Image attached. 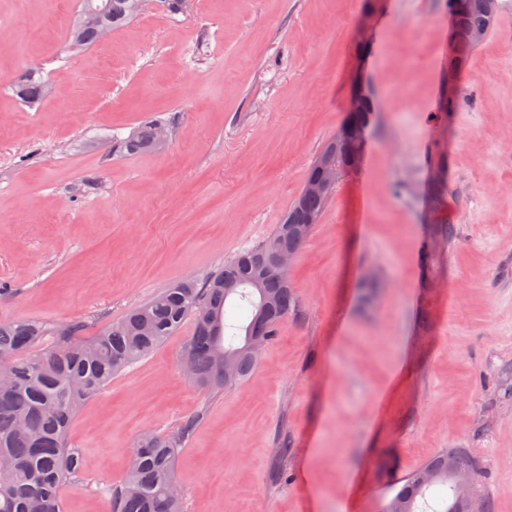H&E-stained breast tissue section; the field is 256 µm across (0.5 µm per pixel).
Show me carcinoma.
<instances>
[{"mask_svg":"<svg viewBox=\"0 0 512 512\" xmlns=\"http://www.w3.org/2000/svg\"><path fill=\"white\" fill-rule=\"evenodd\" d=\"M462 21L490 31L499 12L488 13L485 0H469ZM135 0H78L67 31L66 47L82 51L135 19ZM21 101L35 105L50 94L42 75L24 72L16 87ZM160 122L141 125L119 142L128 153L160 149ZM334 192L298 194L281 224L260 245L244 250L224 264V270L204 282L186 278L130 310L91 339L81 337L83 325L72 323L57 331L42 322L0 320V512H61V490L80 480L81 451L67 445V431L83 404L100 393L112 376L153 352L186 321L193 323L186 354L194 364L193 379L204 390L218 393L244 382L258 360L246 348L258 330L268 344L281 322L297 307L293 288L278 275L276 257L299 251L305 241L289 234L288 225L305 224L323 216ZM257 279L261 287H253ZM248 312L241 321L227 320V310ZM56 334L57 344L37 347ZM196 420L185 421L175 435L143 433L137 441L124 480L109 487L110 512H185L175 463L182 441ZM461 468L475 469L464 449L443 451L421 470L432 480L420 484L419 473L385 503L400 499L401 512H454L453 483L448 459Z\"/></svg>","mask_w":512,"mask_h":512,"instance_id":"carcinoma-1","label":"carcinoma"}]
</instances>
